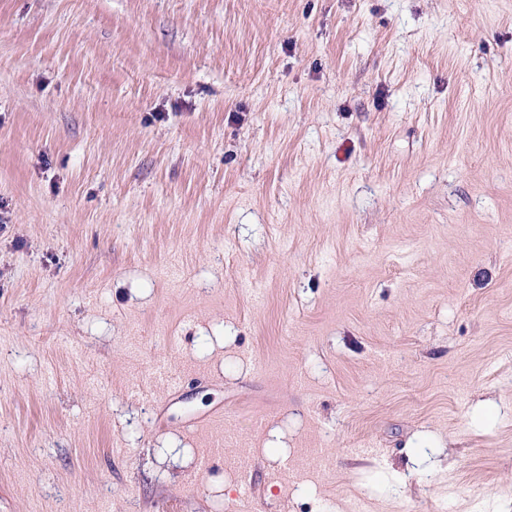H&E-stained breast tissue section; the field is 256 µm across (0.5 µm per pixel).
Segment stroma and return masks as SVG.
I'll use <instances>...</instances> for the list:
<instances>
[{
    "label": "stroma",
    "mask_w": 512,
    "mask_h": 512,
    "mask_svg": "<svg viewBox=\"0 0 512 512\" xmlns=\"http://www.w3.org/2000/svg\"><path fill=\"white\" fill-rule=\"evenodd\" d=\"M356 500L512 512V0H0V512Z\"/></svg>",
    "instance_id": "35a3bbf8"
}]
</instances>
